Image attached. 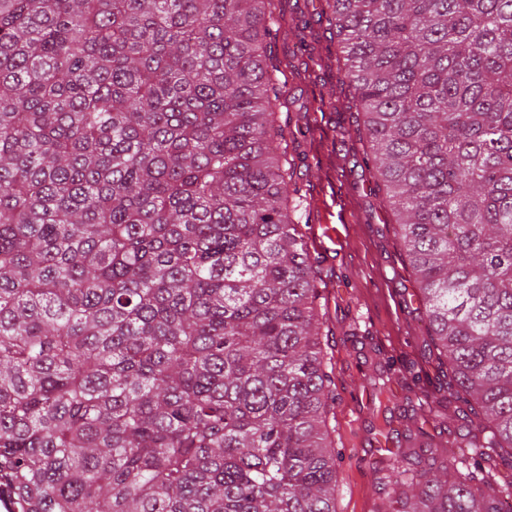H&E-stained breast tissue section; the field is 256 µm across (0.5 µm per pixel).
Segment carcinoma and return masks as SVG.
Returning a JSON list of instances; mask_svg holds the SVG:
<instances>
[{"mask_svg": "<svg viewBox=\"0 0 512 512\" xmlns=\"http://www.w3.org/2000/svg\"><path fill=\"white\" fill-rule=\"evenodd\" d=\"M275 0H0V494L18 512H336ZM469 463L395 512H512V0H324Z\"/></svg>", "mask_w": 512, "mask_h": 512, "instance_id": "carcinoma-1", "label": "carcinoma"}]
</instances>
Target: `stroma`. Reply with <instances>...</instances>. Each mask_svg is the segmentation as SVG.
I'll return each mask as SVG.
<instances>
[{
  "label": "stroma",
  "instance_id": "stroma-1",
  "mask_svg": "<svg viewBox=\"0 0 512 512\" xmlns=\"http://www.w3.org/2000/svg\"><path fill=\"white\" fill-rule=\"evenodd\" d=\"M278 5L279 118L295 132L288 150L307 207L303 231L319 260L335 395L329 424L343 453L336 508L387 512L384 438L420 430L454 452L483 422L461 419V402L444 386L395 219L380 205L384 187L363 162V117L330 107L350 92L339 81L337 39L320 17L321 0Z\"/></svg>",
  "mask_w": 512,
  "mask_h": 512
}]
</instances>
